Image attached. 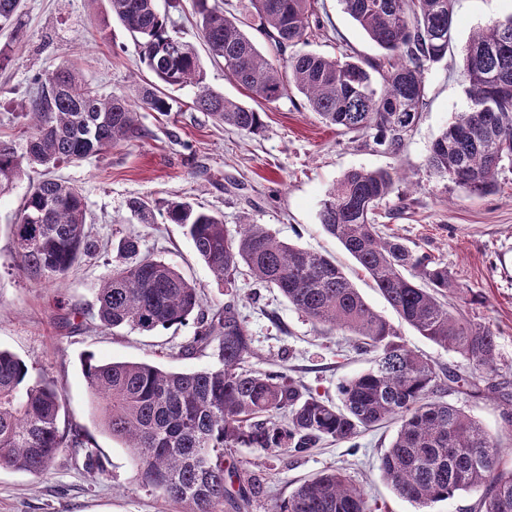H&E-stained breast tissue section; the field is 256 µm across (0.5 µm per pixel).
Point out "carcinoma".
I'll list each match as a JSON object with an SVG mask.
<instances>
[{
	"mask_svg": "<svg viewBox=\"0 0 512 512\" xmlns=\"http://www.w3.org/2000/svg\"><path fill=\"white\" fill-rule=\"evenodd\" d=\"M112 15L137 39L148 70L165 86L198 87L193 107L224 125L256 135L257 109L202 86L194 48L183 41L156 0H109ZM201 32L224 70L262 101L274 104L295 89L329 126L375 131V141L398 150L420 117L423 73L448 51L454 0H340L348 14L384 51L365 64L298 49L320 25L313 0H247L245 17L224 14L220 0H194ZM20 0H0V30L16 33ZM288 53L284 68L266 58L243 27ZM382 78L374 86L371 72ZM466 110L434 141L430 173L477 195L497 189V175L512 165V17L478 28L466 47ZM168 114V96L153 83L135 95L102 94L75 65L36 77L26 119V150L0 139V192L24 166L54 169L137 138L140 112ZM387 170L352 169L326 192L319 221L373 279L399 318L421 336L460 354L464 369L440 367L401 341L329 258L279 240L264 224H243L236 235L224 216L170 202L165 222L181 225L196 253L229 300L204 308L197 288L168 263L141 255V239L117 244L119 262L95 289L97 318L106 328L149 332L193 321L189 350L218 342L219 365L171 371L142 362H102L82 356L84 377L112 438L128 448L138 484L184 512H250L264 494L262 472L246 462L224 465V451L260 448L300 456L325 443L354 453L363 434L388 421L399 428L380 458L383 477L419 512L460 491L481 492L478 512H512V466L495 437L451 393L489 398L496 393L497 336L469 311L448 267L419 252L376 222L393 192ZM139 223H156L155 209L128 202ZM87 224L79 189L56 178L34 185L11 225L20 271L54 283L102 243ZM245 266L258 282L278 289L313 323L341 332L372 368L337 388V400L307 391L285 370L247 366L254 355L235 301V275ZM63 400L55 385L34 377L24 360L0 350V468L44 473L64 448L97 452L85 433L61 425ZM271 512H373L366 492L336 469L304 481Z\"/></svg>",
	"mask_w": 512,
	"mask_h": 512,
	"instance_id": "obj_1",
	"label": "carcinoma"
}]
</instances>
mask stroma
Segmentation results:
<instances>
[{
  "mask_svg": "<svg viewBox=\"0 0 512 512\" xmlns=\"http://www.w3.org/2000/svg\"><path fill=\"white\" fill-rule=\"evenodd\" d=\"M184 41L192 44L203 71V87L250 107L257 100L214 61L201 36L192 0H157ZM321 21L306 51L376 60L381 50L343 10L340 0H316ZM512 15V0H455L452 38L445 58L423 74L426 96L420 118L399 151L374 142L373 132H345L326 126L304 97L290 92L263 109L264 129L248 135L224 126L192 107L198 92L188 86L170 93L168 114L142 112L139 138L102 154L56 168L77 186L86 201L87 222L107 248L95 259L80 260L60 282L30 280L18 269L10 232L30 188L44 167H25L0 195V349L29 366L32 375L55 384L65 398L66 424L81 428L97 448L101 470L88 469L83 452L63 449L39 475L0 468V512H180L138 485L130 454L100 424L83 375L81 358L94 353L103 361L146 362L168 370L215 367L216 347L186 353L192 324L151 332L101 327L96 315V285L116 263L109 242L138 234L144 255L174 266L198 288L204 306L219 309L225 288L197 255L176 224L144 226L130 215V199L163 210L186 200L223 215L229 232L243 224H264L283 241L333 258L364 297L387 319L395 314L372 279L318 219L326 191L348 170L394 172L392 194L377 214L385 231L419 246L443 265L460 287L477 299L473 310L497 337L498 394L448 400L465 408L512 451V166L498 173L497 193L479 196L432 175L427 158L441 131L468 104L463 74L465 46L472 32L492 19ZM21 33H0V46L12 57L0 69V138L25 146L23 112L29 108L32 79L75 60L83 79L103 93H123L148 78L136 40L113 18L108 0H22ZM237 307L255 352L250 366L286 367L315 394L335 397L338 383L367 371L366 357L351 351L337 332L316 325L274 288L255 285L248 270L236 276ZM69 323H62V316ZM395 433L385 425L362 437L350 454L327 444L301 457L239 448L227 462L260 465L265 493L252 512H269L304 480L341 466L363 486L379 512H416L399 497L378 469L379 458Z\"/></svg>",
  "mask_w": 512,
  "mask_h": 512,
  "instance_id": "stroma-1",
  "label": "stroma"
}]
</instances>
